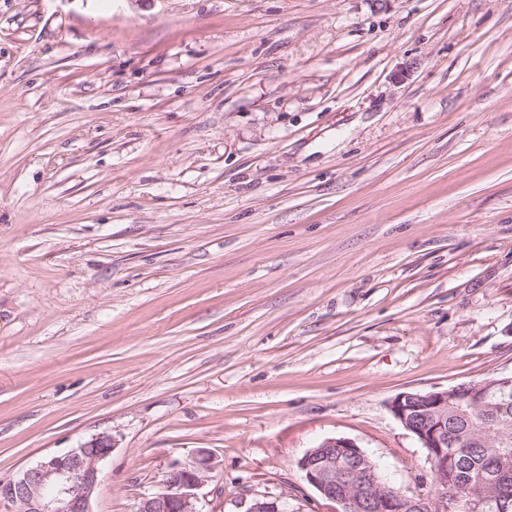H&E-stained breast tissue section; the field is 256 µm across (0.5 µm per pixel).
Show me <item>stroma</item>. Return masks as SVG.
Masks as SVG:
<instances>
[{
  "mask_svg": "<svg viewBox=\"0 0 512 512\" xmlns=\"http://www.w3.org/2000/svg\"><path fill=\"white\" fill-rule=\"evenodd\" d=\"M512 374V0H0V481L99 433L92 512H336L389 403ZM212 454L199 449L189 463H173L165 472L159 491L142 497L137 512H199L197 490L215 470Z\"/></svg>",
  "mask_w": 512,
  "mask_h": 512,
  "instance_id": "stroma-1",
  "label": "stroma"
}]
</instances>
